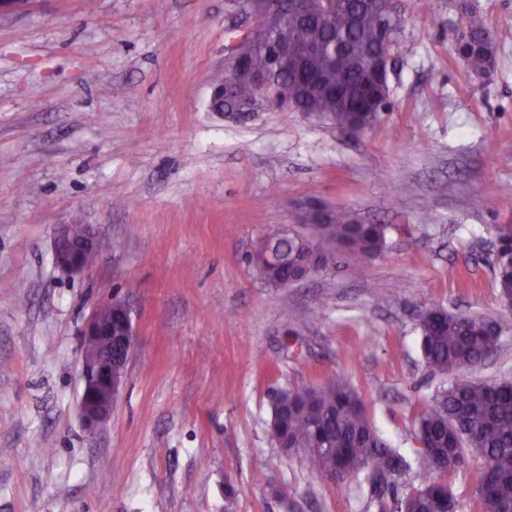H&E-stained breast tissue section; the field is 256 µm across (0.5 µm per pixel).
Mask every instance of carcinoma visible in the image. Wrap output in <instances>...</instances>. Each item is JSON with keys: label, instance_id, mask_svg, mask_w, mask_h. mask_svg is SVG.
<instances>
[{"label": "carcinoma", "instance_id": "cac0c4a2", "mask_svg": "<svg viewBox=\"0 0 512 512\" xmlns=\"http://www.w3.org/2000/svg\"><path fill=\"white\" fill-rule=\"evenodd\" d=\"M313 2L316 8L294 27L293 39L300 50L319 44L323 51L307 61V72L275 75L271 96L286 85L302 106L344 128L359 109H386L364 67L382 49L384 33L377 11L365 0H335L336 11L323 21L317 15L324 0ZM387 231L386 224H360L352 211L337 209L261 244L259 273L282 286L290 284V259L302 240L324 248V267L338 257L364 263L383 252ZM495 280L501 300L512 296V267L496 266ZM488 324L495 321L440 307L422 312V356L433 373L448 377V384L437 390L434 402L414 413L415 440L426 443L423 450L414 448L425 468L419 484L401 495L395 483L374 474L368 478L379 512H396L405 500L415 501L418 512H450L454 495L449 479L470 455L489 468V473H479L477 494L487 486L495 499L512 504V384L468 376L498 347L499 336L486 329ZM272 434L278 444L303 452L311 468L339 484L368 467L391 476L404 467L403 457L377 433L362 396L342 380L288 391Z\"/></svg>", "mask_w": 512, "mask_h": 512}]
</instances>
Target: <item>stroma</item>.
Returning <instances> with one entry per match:
<instances>
[{"mask_svg":"<svg viewBox=\"0 0 512 512\" xmlns=\"http://www.w3.org/2000/svg\"><path fill=\"white\" fill-rule=\"evenodd\" d=\"M242 0H21L0 8V512H376L271 432L277 393L341 378L418 484L412 416L444 379L430 307L503 325L473 370L512 381L493 250L512 230V0L401 4L389 108L351 134L288 109L211 112ZM494 33L476 75L452 34ZM320 202L388 225L384 251L306 280L250 254ZM85 224L100 251L58 269ZM126 302L134 350L109 421L79 410L83 336ZM466 27L468 28L469 32L473 36H482L484 34H487L492 40V33L487 27V24L483 17L477 13H472L466 22ZM469 32L466 30L464 33L461 34V36L458 38V41L456 40L457 46L464 47L469 45H475V42L472 38V36L469 34ZM98 245L83 224H66L54 238L55 264L69 273H82L88 269L86 258L96 255Z\"/></svg>","mask_w":512,"mask_h":512,"instance_id":"obj_1","label":"stroma"}]
</instances>
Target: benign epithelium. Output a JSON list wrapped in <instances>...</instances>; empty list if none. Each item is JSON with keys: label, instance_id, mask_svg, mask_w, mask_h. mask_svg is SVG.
<instances>
[{"label": "benign epithelium", "instance_id": "7a95c632", "mask_svg": "<svg viewBox=\"0 0 512 512\" xmlns=\"http://www.w3.org/2000/svg\"><path fill=\"white\" fill-rule=\"evenodd\" d=\"M249 25L245 27L230 48V63L224 65V100L226 105L219 115L227 119L248 118L260 108L269 105L268 94L275 66L296 60L292 38L295 18L311 12L306 0H244ZM380 24L389 34L383 50L375 53L369 64L372 81L390 92L389 76L393 61V46L401 25V15L389 9L380 15ZM265 49L267 64L255 67L252 55L256 45ZM248 83L255 88L250 98H239L237 86ZM98 245L82 224H66L54 238L55 264L69 273L88 269L86 258L97 254ZM101 338L109 342L107 349L91 356H83L81 379L83 388L80 411L85 424L95 428L111 415L121 387L126 365L134 349V332L127 305L122 301L106 305L90 318L85 341Z\"/></svg>", "mask_w": 512, "mask_h": 512}]
</instances>
